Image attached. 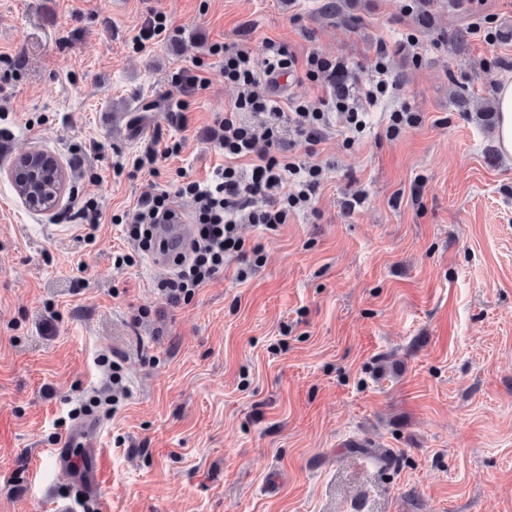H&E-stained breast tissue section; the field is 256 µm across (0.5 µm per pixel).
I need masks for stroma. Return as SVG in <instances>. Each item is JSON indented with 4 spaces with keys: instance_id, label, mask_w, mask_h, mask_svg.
Wrapping results in <instances>:
<instances>
[{
    "instance_id": "35a3bbf8",
    "label": "stroma",
    "mask_w": 512,
    "mask_h": 512,
    "mask_svg": "<svg viewBox=\"0 0 512 512\" xmlns=\"http://www.w3.org/2000/svg\"><path fill=\"white\" fill-rule=\"evenodd\" d=\"M121 1L0 0V512L69 496L50 453L80 409L108 512H512V156L479 116L512 82V0ZM151 11L177 32L136 49ZM487 17L496 38L469 36ZM269 39L357 88L386 42L396 84L358 99L353 144L294 141L325 177L275 234L240 225L255 273L228 261L169 306L115 219L223 164L209 129L239 90L210 49ZM195 61L182 128L171 77ZM404 106L420 125L386 138ZM173 141L159 176L115 175ZM30 150L69 175L52 210L11 183ZM89 199L100 223L73 218Z\"/></svg>"
}]
</instances>
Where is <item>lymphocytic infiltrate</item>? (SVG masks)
Instances as JSON below:
<instances>
[{
	"mask_svg": "<svg viewBox=\"0 0 512 512\" xmlns=\"http://www.w3.org/2000/svg\"><path fill=\"white\" fill-rule=\"evenodd\" d=\"M212 52L224 59L225 80L240 89L233 107L215 119L213 138L224 155L223 166L207 181L186 180L176 191L140 198L121 218L125 236L142 254H152L158 248L153 228L174 217V197L193 199L191 219L197 234L186 251L173 256L175 272L156 284L159 294L173 306L189 302L196 288L223 273L229 259L238 261L242 279L257 267L261 249L245 248L237 234L239 225L254 224L273 233L293 213L311 207L322 171L291 161L285 132L313 148L322 142L330 117H337L351 132L366 125L365 113L354 107L349 87L339 81L344 67L334 59L312 53L301 61L287 45L274 41L265 42L258 56L245 46L216 45ZM204 72L203 64L196 63L172 77L176 96L169 112L178 126L188 123L190 98L208 85ZM296 72L311 82L322 75L336 79L329 112L309 111L303 102L275 93L278 77ZM243 112L259 118L262 133L240 121Z\"/></svg>",
	"mask_w": 512,
	"mask_h": 512,
	"instance_id": "lymphocytic-infiltrate-1",
	"label": "lymphocytic infiltrate"
}]
</instances>
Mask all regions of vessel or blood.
Segmentation results:
<instances>
[{
  "label": "vessel or blood",
  "instance_id": "1",
  "mask_svg": "<svg viewBox=\"0 0 512 512\" xmlns=\"http://www.w3.org/2000/svg\"><path fill=\"white\" fill-rule=\"evenodd\" d=\"M156 233L166 247L182 245L189 240V227L183 223L158 225ZM52 459L58 470L64 472L71 483L79 486L85 496L100 499L104 453L98 443L95 424L77 426L62 437L53 451Z\"/></svg>",
  "mask_w": 512,
  "mask_h": 512
}]
</instances>
